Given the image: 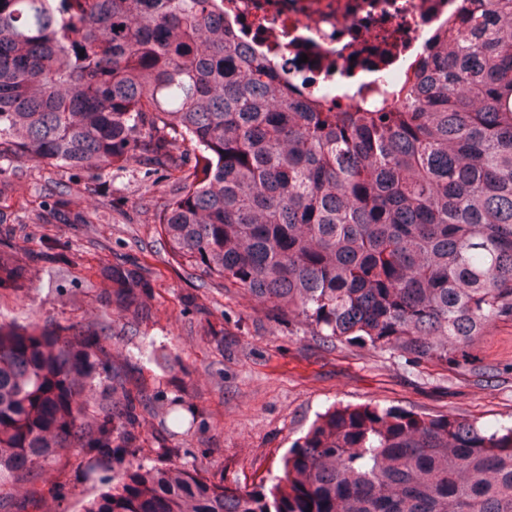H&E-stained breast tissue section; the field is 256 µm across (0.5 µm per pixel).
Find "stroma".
Masks as SVG:
<instances>
[{
  "label": "stroma",
  "mask_w": 512,
  "mask_h": 512,
  "mask_svg": "<svg viewBox=\"0 0 512 512\" xmlns=\"http://www.w3.org/2000/svg\"><path fill=\"white\" fill-rule=\"evenodd\" d=\"M0 167L10 183L0 201L18 214L19 237L66 258L59 266H25L17 280L0 285V317L82 321L96 312L98 288L111 280L115 258L147 267L149 317L121 348L132 357L135 378L196 406L194 427L181 440L187 468L203 467L230 488L259 489L277 474L285 451L331 407L395 406L427 417L474 419L491 430L512 421L511 322L486 330L463 375L365 346H335L196 280L168 256L154 215L175 190V176L114 166L108 174L117 201L112 211L97 210L99 220L88 228L58 227L35 223L34 207L45 199L96 210L84 192L94 172L38 179L5 157ZM212 326L224 331L223 350L207 342ZM157 349L184 363V370H159Z\"/></svg>",
  "instance_id": "stroma-1"
}]
</instances>
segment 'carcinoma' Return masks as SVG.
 <instances>
[{
    "instance_id": "cac0c4a2",
    "label": "carcinoma",
    "mask_w": 512,
    "mask_h": 512,
    "mask_svg": "<svg viewBox=\"0 0 512 512\" xmlns=\"http://www.w3.org/2000/svg\"><path fill=\"white\" fill-rule=\"evenodd\" d=\"M397 112H320L237 48L224 0H0V155L59 174L201 169L156 214L199 280L336 344L467 370L512 322V0H478ZM85 193L113 207L112 183ZM39 224H92L42 203ZM0 204V253L20 244ZM119 261L83 324L0 321V512H66L74 474L113 485L81 512H512V425L365 406L325 413L268 488L177 462L175 402L130 379L115 319L147 316ZM158 448L153 463L141 449Z\"/></svg>"
}]
</instances>
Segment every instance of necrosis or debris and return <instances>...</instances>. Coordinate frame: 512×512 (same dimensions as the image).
Here are the masks:
<instances>
[{
	"label": "necrosis or debris",
	"instance_id": "necrosis-or-debris-1",
	"mask_svg": "<svg viewBox=\"0 0 512 512\" xmlns=\"http://www.w3.org/2000/svg\"><path fill=\"white\" fill-rule=\"evenodd\" d=\"M463 9L462 0H224V28L322 110L392 112L425 52H447ZM349 79L353 90L339 91Z\"/></svg>",
	"mask_w": 512,
	"mask_h": 512
}]
</instances>
